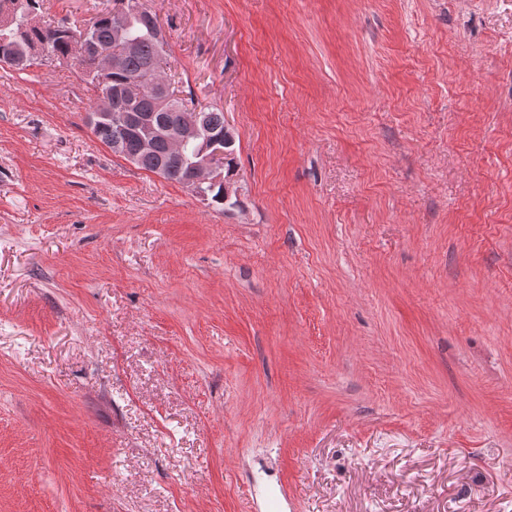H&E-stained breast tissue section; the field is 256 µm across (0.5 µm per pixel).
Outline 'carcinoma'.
Returning <instances> with one entry per match:
<instances>
[{
    "label": "carcinoma",
    "instance_id": "obj_1",
    "mask_svg": "<svg viewBox=\"0 0 512 512\" xmlns=\"http://www.w3.org/2000/svg\"><path fill=\"white\" fill-rule=\"evenodd\" d=\"M130 0H113V6L100 11L86 26L78 27L66 19L46 21L40 14V0H0V15L12 16L7 25H0V65L6 64L17 71L41 65L45 62H73L80 79L97 97H111L113 112L157 113L165 124L179 120L177 112H158L155 97L150 88L153 78L162 75V62L167 54V43L162 32H152L149 22L156 17L149 8H143L141 19L129 21L125 14ZM89 31L92 45L103 51L124 57L123 65L109 72L96 66L94 53L78 52L77 46L84 31ZM132 39L138 51L125 54V43ZM183 109L199 110L206 114L209 127L224 131V112L217 108L198 107L181 99ZM93 135L107 147H112L115 130L112 119L100 117L89 122ZM235 136L224 135V177L236 176ZM203 148L198 141L186 149V161L170 159L166 140L155 143L151 156L142 159L139 168L163 178L185 184L189 177V163L195 161ZM202 191L208 196L209 205L222 210L233 207L237 201L224 202L223 189L205 186Z\"/></svg>",
    "mask_w": 512,
    "mask_h": 512
}]
</instances>
